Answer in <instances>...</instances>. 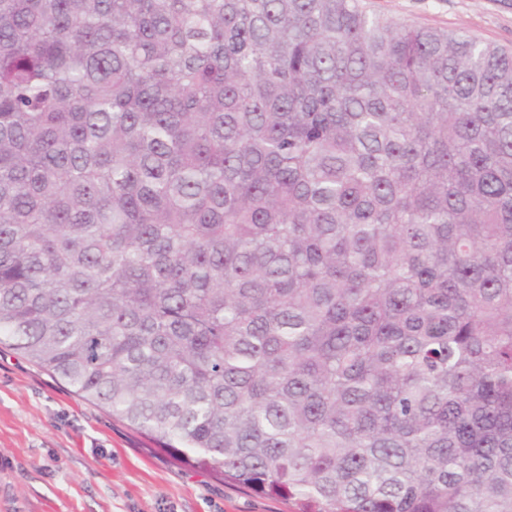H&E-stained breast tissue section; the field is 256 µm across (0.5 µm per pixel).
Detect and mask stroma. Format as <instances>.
Returning <instances> with one entry per match:
<instances>
[{"instance_id":"1","label":"stroma","mask_w":512,"mask_h":512,"mask_svg":"<svg viewBox=\"0 0 512 512\" xmlns=\"http://www.w3.org/2000/svg\"><path fill=\"white\" fill-rule=\"evenodd\" d=\"M370 14L512 48V0H360ZM0 512H297L175 461L0 346Z\"/></svg>"}]
</instances>
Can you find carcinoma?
<instances>
[{
    "instance_id": "carcinoma-1",
    "label": "carcinoma",
    "mask_w": 512,
    "mask_h": 512,
    "mask_svg": "<svg viewBox=\"0 0 512 512\" xmlns=\"http://www.w3.org/2000/svg\"><path fill=\"white\" fill-rule=\"evenodd\" d=\"M0 344L298 512H512V50L0 0Z\"/></svg>"
}]
</instances>
